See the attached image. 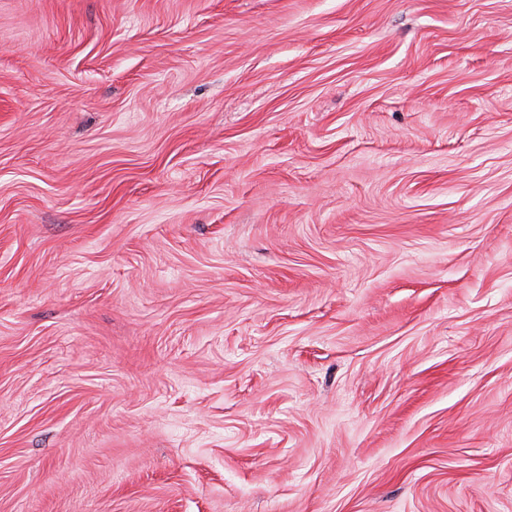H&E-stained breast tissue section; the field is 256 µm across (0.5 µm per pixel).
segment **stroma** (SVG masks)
<instances>
[{"label":"stroma","instance_id":"obj_1","mask_svg":"<svg viewBox=\"0 0 512 512\" xmlns=\"http://www.w3.org/2000/svg\"><path fill=\"white\" fill-rule=\"evenodd\" d=\"M0 512H512V0H0Z\"/></svg>","mask_w":512,"mask_h":512}]
</instances>
